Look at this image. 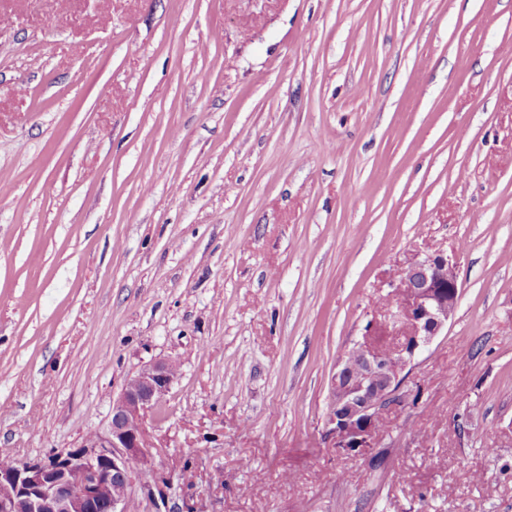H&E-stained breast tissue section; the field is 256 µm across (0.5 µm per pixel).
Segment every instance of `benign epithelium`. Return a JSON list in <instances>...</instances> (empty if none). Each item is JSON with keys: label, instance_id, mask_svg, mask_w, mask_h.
<instances>
[{"label": "benign epithelium", "instance_id": "1", "mask_svg": "<svg viewBox=\"0 0 512 512\" xmlns=\"http://www.w3.org/2000/svg\"><path fill=\"white\" fill-rule=\"evenodd\" d=\"M389 302L365 326L330 379L327 434L340 453L377 447V423L400 403L407 371L448 325L459 299L456 265L443 252L415 254L384 284ZM175 363L143 364L112 402L104 431L44 459L0 467V512H128L132 468L155 474L145 418L168 394Z\"/></svg>", "mask_w": 512, "mask_h": 512}]
</instances>
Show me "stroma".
I'll use <instances>...</instances> for the list:
<instances>
[{
    "label": "stroma",
    "instance_id": "stroma-1",
    "mask_svg": "<svg viewBox=\"0 0 512 512\" xmlns=\"http://www.w3.org/2000/svg\"><path fill=\"white\" fill-rule=\"evenodd\" d=\"M436 251L455 313L337 454L336 365ZM159 358L130 512H512V0H0V458Z\"/></svg>",
    "mask_w": 512,
    "mask_h": 512
}]
</instances>
